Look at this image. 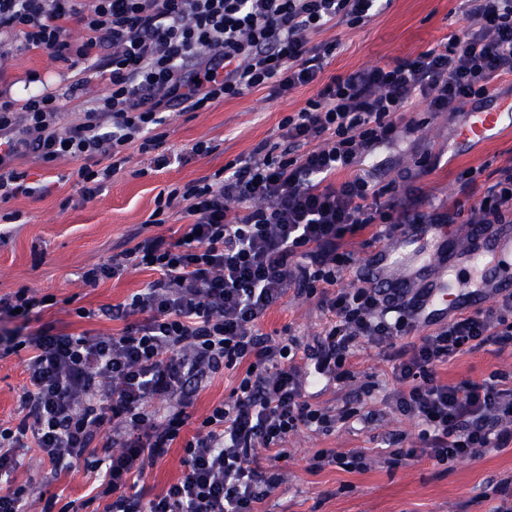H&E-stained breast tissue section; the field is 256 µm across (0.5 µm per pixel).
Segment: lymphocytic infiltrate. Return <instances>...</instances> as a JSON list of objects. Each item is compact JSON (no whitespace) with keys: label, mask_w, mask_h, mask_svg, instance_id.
Instances as JSON below:
<instances>
[{"label":"lymphocytic infiltrate","mask_w":512,"mask_h":512,"mask_svg":"<svg viewBox=\"0 0 512 512\" xmlns=\"http://www.w3.org/2000/svg\"><path fill=\"white\" fill-rule=\"evenodd\" d=\"M468 2L470 25L436 45L327 78L341 43L319 33L361 26L380 0H0V59L46 51L70 71V93L95 79L107 86L65 126L55 94L15 98L0 84V204L36 192L15 156L46 166L79 161L90 199L123 169L129 149L166 164L156 130L170 110L200 112L259 89L274 98L316 89L281 120L283 149L259 143L213 175L157 195L152 223L179 210L184 237L155 234L83 272L92 288L132 270L154 272L107 308L125 323L119 334L42 322L46 299L26 288L0 295V357L28 353L23 417L0 427V481L16 471L22 449L35 448L54 472L102 470L101 512H260L281 481L263 472L262 458L285 459L301 429L327 434L356 416L353 407L312 405L308 375L352 378L350 360L364 343L388 351L402 385L395 408L421 426L418 446L381 448L387 463H448L512 444V374L460 385L439 376L457 355L512 350V293L412 343L417 297L377 287L369 275L339 285L357 232L371 230L380 243L414 224L463 216L512 223L511 164L471 207L432 213L369 174L335 180L390 142L417 100L453 112L493 83L512 82V0ZM75 26L82 35L74 41ZM292 288L319 297L328 314L316 351L262 329ZM224 370L237 374L229 399L183 438L196 391ZM157 399L167 402L165 414ZM177 442L181 476L157 494L135 488Z\"/></svg>","instance_id":"f902f5d3"}]
</instances>
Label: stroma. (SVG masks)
<instances>
[{"mask_svg": "<svg viewBox=\"0 0 512 512\" xmlns=\"http://www.w3.org/2000/svg\"><path fill=\"white\" fill-rule=\"evenodd\" d=\"M469 24L465 0H391L388 8L360 27L339 26L323 32V39L341 42L325 74L344 75L414 55ZM0 67L13 80L11 93L17 98L28 92V72H37L47 90L58 96L65 125L78 122L88 101L105 91L104 83L95 81L84 97L70 98L63 65L46 52L19 55ZM313 93L309 86L273 98L262 89L201 112L171 111L162 128V147L174 154V161L149 171L145 156L132 153L125 167L90 199L81 192L78 162L64 159L44 168L31 157H19L16 168L28 172L30 181L43 191L0 205L2 211L21 214L19 223H0V294L28 288L56 297V305L46 309L42 319L60 328L121 332L123 322L82 319L77 308L95 310L121 302L153 280V272L140 269L95 288L83 286L81 273L125 249L131 239L141 240L159 230L149 219L160 191L212 175L229 161L247 157L260 142H278L280 121L304 107ZM477 106L469 103L462 113L426 112L422 123L399 126L393 140L369 156L366 169L380 184H395L398 195L417 201L423 211H441L453 201L467 206L477 202L482 187L493 183L495 170L512 163V128L470 148L456 144V128L466 112ZM198 142L210 145L211 153L193 155L191 149ZM469 167L481 168L482 173L476 185L467 187L458 175ZM324 323L317 299L291 293L268 314L262 328L269 333L289 328L302 344L312 346ZM23 360L20 354L0 359V426L16 425L21 418L19 396L27 383ZM351 365L354 377L346 384L313 385L312 402L339 409L352 400L354 390L371 386L372 393L362 407L372 415V423L345 426L326 435L304 429L289 437L287 458L267 464L281 481L263 502V512H489L495 489L512 480V445L486 449L472 460L440 464L422 459L389 466L377 455L380 446L398 435L406 444H414L420 427L392 409V396L399 385L392 378V363L384 349L363 346ZM495 371L512 372V354L487 346L455 357L442 367L440 377L452 384L479 382ZM321 448L340 452L360 449L372 462L363 472L336 466L311 472L309 459ZM46 471L31 452L14 475L16 484L28 486L32 492L33 512H41L39 497L43 494L54 496L68 512H89L84 502L93 495L101 472L78 467L48 483Z\"/></svg>", "mask_w": 512, "mask_h": 512, "instance_id": "stroma-1", "label": "stroma"}]
</instances>
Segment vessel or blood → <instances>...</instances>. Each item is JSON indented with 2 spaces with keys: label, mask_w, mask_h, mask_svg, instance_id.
Listing matches in <instances>:
<instances>
[{
  "label": "vessel or blood",
  "mask_w": 512,
  "mask_h": 512,
  "mask_svg": "<svg viewBox=\"0 0 512 512\" xmlns=\"http://www.w3.org/2000/svg\"><path fill=\"white\" fill-rule=\"evenodd\" d=\"M512 126V99L468 113L456 133L460 146H472ZM415 250L405 256L412 276L425 277L416 326L472 311L495 297L512 293V225L475 224L466 250H458L447 233L429 224L409 232Z\"/></svg>",
  "instance_id": "obj_1"
}]
</instances>
